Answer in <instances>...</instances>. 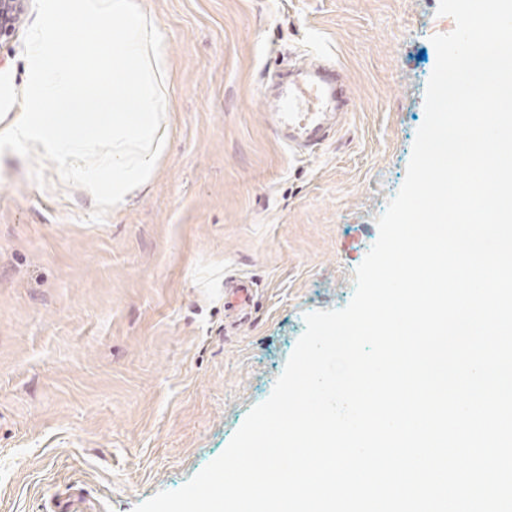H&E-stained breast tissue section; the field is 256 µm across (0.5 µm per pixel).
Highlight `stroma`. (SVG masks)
Wrapping results in <instances>:
<instances>
[{
    "label": "stroma",
    "instance_id": "stroma-1",
    "mask_svg": "<svg viewBox=\"0 0 512 512\" xmlns=\"http://www.w3.org/2000/svg\"><path fill=\"white\" fill-rule=\"evenodd\" d=\"M169 61L168 146L92 221L53 162L0 154V512H134L180 488L271 395L305 331L340 309L402 186L453 31L438 0H138ZM27 7L0 48V126L26 79ZM323 56L351 105L321 148L274 133L261 90ZM257 304L224 327V276Z\"/></svg>",
    "mask_w": 512,
    "mask_h": 512
}]
</instances>
